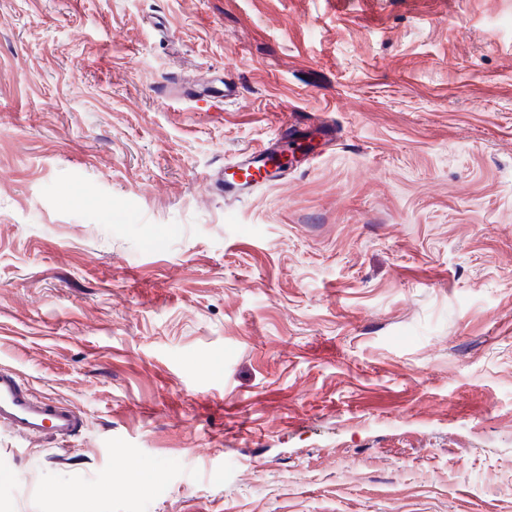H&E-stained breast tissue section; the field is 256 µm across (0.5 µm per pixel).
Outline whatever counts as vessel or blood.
I'll use <instances>...</instances> for the list:
<instances>
[{
	"instance_id": "b4317fda",
	"label": "vessel or blood",
	"mask_w": 512,
	"mask_h": 512,
	"mask_svg": "<svg viewBox=\"0 0 512 512\" xmlns=\"http://www.w3.org/2000/svg\"><path fill=\"white\" fill-rule=\"evenodd\" d=\"M277 135L260 146L242 150L225 163L212 178L210 187L225 200H242L260 190L288 178V172L271 165L277 153L300 147L309 132L299 126L295 115L280 114L275 122ZM84 425L83 420L68 406L34 396L9 368H0V427L17 435H45L66 440Z\"/></svg>"
}]
</instances>
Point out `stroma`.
Returning a JSON list of instances; mask_svg holds the SVG:
<instances>
[{
  "label": "stroma",
  "mask_w": 512,
  "mask_h": 512,
  "mask_svg": "<svg viewBox=\"0 0 512 512\" xmlns=\"http://www.w3.org/2000/svg\"><path fill=\"white\" fill-rule=\"evenodd\" d=\"M1 366L0 512H512V0H0ZM275 125V138L255 148L242 150L212 177L210 187L215 194L224 195V201L249 198L268 186L288 180V170L269 166V161L277 153L287 149L293 152L300 147L311 126L301 129L292 112L281 113ZM83 420L68 406L34 396L9 368H0V427L17 435H45L64 441Z\"/></svg>",
  "instance_id": "stroma-1"
}]
</instances>
